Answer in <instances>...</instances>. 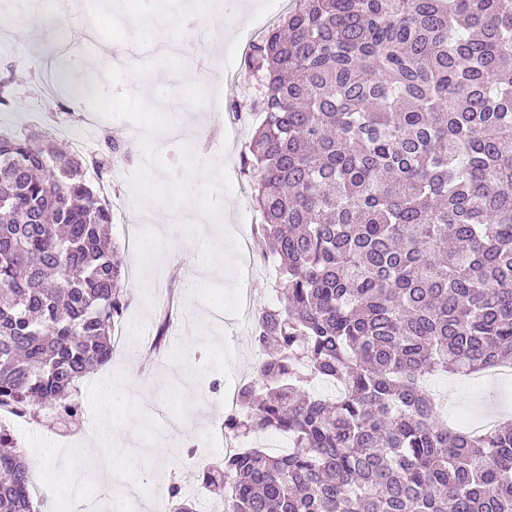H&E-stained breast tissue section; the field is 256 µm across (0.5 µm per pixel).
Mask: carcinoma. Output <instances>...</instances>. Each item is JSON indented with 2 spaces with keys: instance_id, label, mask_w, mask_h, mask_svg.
<instances>
[{
  "instance_id": "cac0c4a2",
  "label": "carcinoma",
  "mask_w": 512,
  "mask_h": 512,
  "mask_svg": "<svg viewBox=\"0 0 512 512\" xmlns=\"http://www.w3.org/2000/svg\"><path fill=\"white\" fill-rule=\"evenodd\" d=\"M245 68L256 254L282 292L224 435L288 450H229L196 482L224 512H512V422L452 431L422 385L512 363V0H296ZM111 223L79 153L0 135V408L80 416L127 306ZM0 512H33L2 426Z\"/></svg>"
}]
</instances>
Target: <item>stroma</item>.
I'll return each instance as SVG.
<instances>
[{"label": "stroma", "mask_w": 512, "mask_h": 512, "mask_svg": "<svg viewBox=\"0 0 512 512\" xmlns=\"http://www.w3.org/2000/svg\"><path fill=\"white\" fill-rule=\"evenodd\" d=\"M269 0H226L224 16L216 22L225 41L240 43L265 14ZM87 16L97 20V39L111 46L112 65L121 70L132 66L123 49L124 43L135 42L137 48L149 49L157 66L148 75L134 77L137 95L154 104H168L172 124L183 128L185 141L202 160L223 165L237 187L236 193L221 195L222 222L228 230H249L246 207L253 204V179L245 174L240 155L249 138V128L231 124L235 113L260 115L261 87L257 78L247 74L243 61H236L225 72L223 99L225 119L206 122L201 108L212 92L208 81H194L170 72L163 64L164 45L184 42L188 32L181 21L172 19L161 0H115L116 6L142 21L133 31L114 26L105 15V0H85ZM63 0H44L41 10L47 24L37 28L34 36L18 38L11 48L0 46V74L12 80L14 102L0 107V129L25 126L53 139L55 122L62 118L67 102L56 98H37L32 90L34 72L29 67L33 56L55 55L58 45L68 42L72 31L53 23V16L64 11ZM132 143L131 158L121 160L119 167L104 175L87 169L88 181L99 182L106 200L121 199L124 211L120 221L111 227V235L124 254V286L129 303L121 320L124 343L111 364L98 368L83 378L77 398L82 407L79 422L67 428L54 425L50 415L40 421L12 419L8 427L18 443L30 455L42 449H54L51 457H43L32 469L33 501L38 512H75L77 499L98 503L102 512H125L126 503H135L137 512H149L146 502L134 501L124 493L127 482L139 480L138 472L117 460L114 482L120 491L107 498L94 480H87L77 492L67 491L62 478L64 470L85 465L83 446L92 437L101 415L123 405L122 400L106 401L102 389L108 382L140 377L138 399L143 405H156L161 416L152 423L133 421L122 440L133 448H147L169 442L173 448L169 458H160L155 467L158 483L168 487L175 478L185 476L189 450L203 459L224 455L227 441L222 423L227 413L224 399L234 394L241 379L251 376L252 345L249 333L232 325L215 327L211 311L199 307L197 316L180 317L170 333L167 354L150 352L146 341L149 327L157 318V310L173 287L174 277L197 279L199 246H191L183 254H172V244L165 232L167 222L176 220L178 211L152 207L144 211L134 205L130 175L139 166L140 142ZM441 401L447 402L449 420L469 417L472 426H482L497 409L512 414V377L495 379L486 374L469 377L439 375L428 382Z\"/></svg>", "instance_id": "obj_1"}]
</instances>
